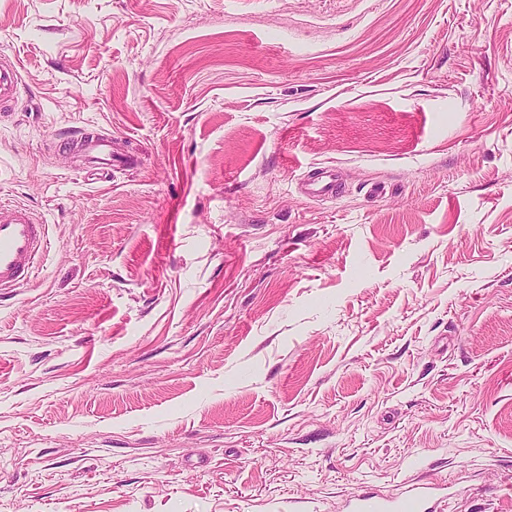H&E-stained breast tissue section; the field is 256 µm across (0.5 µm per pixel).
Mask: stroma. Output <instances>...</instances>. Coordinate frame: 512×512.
<instances>
[{"instance_id": "stroma-1", "label": "stroma", "mask_w": 512, "mask_h": 512, "mask_svg": "<svg viewBox=\"0 0 512 512\" xmlns=\"http://www.w3.org/2000/svg\"><path fill=\"white\" fill-rule=\"evenodd\" d=\"M0 55V512H512V0H0ZM18 67L14 62L0 63V106L11 105L18 99L21 87ZM112 152V139L86 136L80 143L77 161L88 173L93 171L104 173L105 169L108 168L107 166H112ZM332 170L317 169L304 176L302 183L303 193L319 201L328 200L336 196V179L332 178ZM38 223L25 209L0 201V290L27 282L48 248ZM446 484L417 477L408 482L405 490L397 497L384 498L362 493L351 500L350 512H433L440 491Z\"/></svg>"}]
</instances>
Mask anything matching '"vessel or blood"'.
I'll return each mask as SVG.
<instances>
[{"label": "vessel or blood", "instance_id": "obj_1", "mask_svg": "<svg viewBox=\"0 0 512 512\" xmlns=\"http://www.w3.org/2000/svg\"><path fill=\"white\" fill-rule=\"evenodd\" d=\"M21 78L16 63H0V106L18 98ZM112 141L94 136L84 137L77 159L86 172L105 171L110 166ZM303 193L320 201L336 195L337 185L331 171L309 172L302 183ZM48 247L43 227L25 209L0 201V290L27 282ZM443 489L441 483L424 477L411 479L396 497L384 498L362 493L351 501L350 512H434Z\"/></svg>", "mask_w": 512, "mask_h": 512}]
</instances>
